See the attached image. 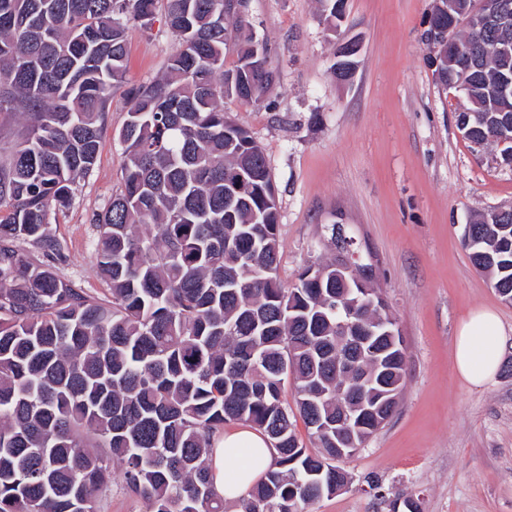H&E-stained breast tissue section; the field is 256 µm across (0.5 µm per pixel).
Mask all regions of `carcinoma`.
Wrapping results in <instances>:
<instances>
[{"label":"carcinoma","instance_id":"obj_1","mask_svg":"<svg viewBox=\"0 0 512 512\" xmlns=\"http://www.w3.org/2000/svg\"><path fill=\"white\" fill-rule=\"evenodd\" d=\"M166 2L179 46L162 77L125 89L121 188L92 219L100 293L59 275L65 246L50 218L95 167L107 103L125 83L127 23L147 27L158 0H0V112L27 116L0 162V512H101L115 463L148 512H227L207 461L231 422L274 449L242 512H308L348 479L336 462L382 427L403 389L401 340L371 335L379 320L393 324L387 300L359 291L358 277L377 285L370 264L337 276L348 243L336 225V255L280 283L266 158L224 112V99L256 104L276 81L241 4ZM497 39L468 31L464 60L435 73L461 89L465 139L501 146L510 164L512 113L495 111L491 88L512 61L486 54ZM463 245L497 294L512 295V208L482 214ZM346 336L366 344L356 373L338 377ZM353 388L365 403L384 396L380 421L322 432L318 419L355 406L340 395Z\"/></svg>","mask_w":512,"mask_h":512}]
</instances>
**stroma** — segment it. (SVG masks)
Returning <instances> with one entry per match:
<instances>
[{"label": "stroma", "instance_id": "stroma-1", "mask_svg": "<svg viewBox=\"0 0 512 512\" xmlns=\"http://www.w3.org/2000/svg\"><path fill=\"white\" fill-rule=\"evenodd\" d=\"M434 0H346L329 27L319 0H249L247 19L277 74L261 103L224 101L262 147L279 207V277L291 286L331 258L328 224L345 225L372 265L404 333L405 385L392 417L343 464L350 479L310 512H389L410 497L420 512H512V305L471 264L463 228L512 206V166L498 147L471 148L456 126L460 92L444 89L425 35ZM159 0L149 27L128 24L127 79L159 78L178 40ZM360 43L351 82L332 65ZM128 104L114 90L91 176L51 215L61 273L102 291L92 222L121 186L117 132ZM488 307L507 334L494 383L456 373L453 344L468 314Z\"/></svg>", "mask_w": 512, "mask_h": 512}]
</instances>
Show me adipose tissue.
<instances>
[{
	"label": "adipose tissue",
	"instance_id": "1",
	"mask_svg": "<svg viewBox=\"0 0 512 512\" xmlns=\"http://www.w3.org/2000/svg\"><path fill=\"white\" fill-rule=\"evenodd\" d=\"M506 334L496 312L479 308L460 327L454 341L453 364L467 383L483 386L494 380ZM208 466L215 490L228 501L245 497L274 463L267 436L243 424H230L212 439Z\"/></svg>",
	"mask_w": 512,
	"mask_h": 512
}]
</instances>
